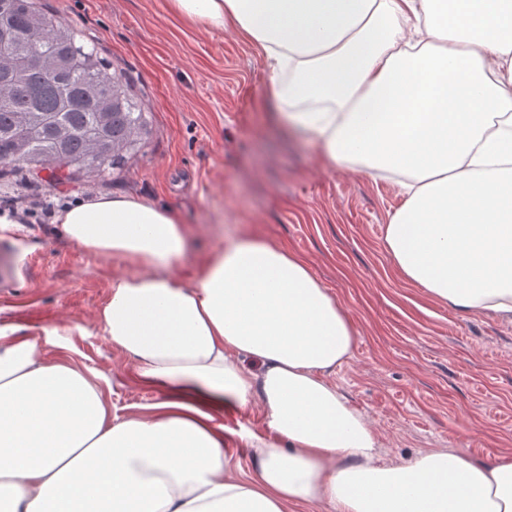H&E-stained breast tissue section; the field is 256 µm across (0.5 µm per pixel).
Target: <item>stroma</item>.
<instances>
[{
  "mask_svg": "<svg viewBox=\"0 0 512 512\" xmlns=\"http://www.w3.org/2000/svg\"><path fill=\"white\" fill-rule=\"evenodd\" d=\"M129 79L147 114V143L123 168L52 185L49 172H5L0 197L36 186L51 210L82 198L129 195L174 210L188 232L176 268L193 282L204 260L235 236H255L306 260L342 305L358 340L332 379L377 434L382 459L428 448L475 461L512 451V323L462 312L408 282L384 245L405 197L396 181L329 167L318 149L271 120L262 51L238 34L191 23L169 0H38ZM0 324L46 345L98 382L113 414L161 401L128 357L95 327L124 261L67 241L53 218L0 223Z\"/></svg>",
  "mask_w": 512,
  "mask_h": 512,
  "instance_id": "35a3bbf8",
  "label": "stroma"
}]
</instances>
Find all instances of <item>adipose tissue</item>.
Returning a JSON list of instances; mask_svg holds the SVG:
<instances>
[{"label":"adipose tissue","instance_id":"ef3b65f1","mask_svg":"<svg viewBox=\"0 0 512 512\" xmlns=\"http://www.w3.org/2000/svg\"><path fill=\"white\" fill-rule=\"evenodd\" d=\"M259 46L277 122L324 161L401 177L386 246L432 299L512 319V0H169ZM118 257L96 319L167 397L113 420L74 363L0 326V498L10 512H512V453L430 448L384 463L331 380L358 333L299 255L233 239L193 283L184 224L131 196L56 216ZM257 407L266 435L224 446L213 413Z\"/></svg>","mask_w":512,"mask_h":512}]
</instances>
